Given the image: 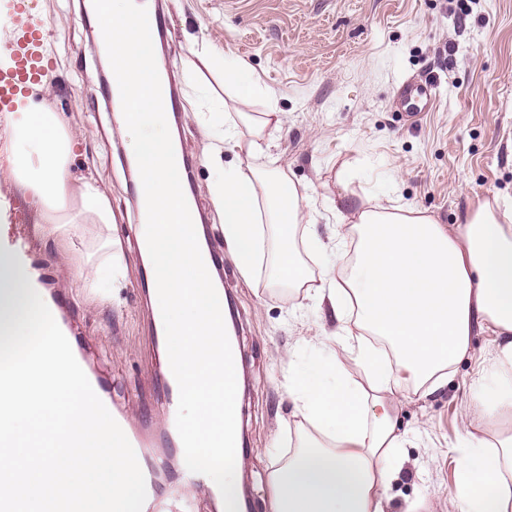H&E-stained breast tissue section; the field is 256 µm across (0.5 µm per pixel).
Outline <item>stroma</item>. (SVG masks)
Returning <instances> with one entry per match:
<instances>
[{"mask_svg": "<svg viewBox=\"0 0 512 512\" xmlns=\"http://www.w3.org/2000/svg\"><path fill=\"white\" fill-rule=\"evenodd\" d=\"M51 48L48 104L78 132L73 176L98 178L112 201L127 276L111 304L74 301L75 279L62 257L81 242L45 241L33 227L37 206L1 172L0 195L10 203L8 228L28 254L47 295L64 298L62 321L112 392L138 421L153 424L158 448V496L182 486L179 450L166 429L169 407L160 393L161 350L152 340L144 275L137 249L140 214L129 186L130 137L121 130L100 87L99 46L83 17L86 0H29ZM166 64L180 97L179 128L191 166L192 196L208 236L224 260V290L235 319L246 385L240 425L248 451L240 479L251 512H271L270 472L295 443L297 420L284 388L288 368L321 353L318 337L333 335L332 312L311 303L297 308L294 290L271 284L269 264L244 279L224 240L210 201L215 170L204 160L209 143L186 95V75L199 61L193 40L222 49L275 93L284 121L267 132L275 166L307 189L315 224L298 238L330 241L345 224L330 202L338 181L352 176L356 192L397 198L439 223H458L479 200L512 202V0H162ZM468 7L460 16V7ZM430 79L429 111L402 119L396 93L408 79ZM489 334L474 329L469 354L434 393L408 389L395 405L408 441L388 490L389 512H457L458 443L468 396Z\"/></svg>", "mask_w": 512, "mask_h": 512, "instance_id": "1", "label": "stroma"}]
</instances>
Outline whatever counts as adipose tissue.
Listing matches in <instances>:
<instances>
[{
	"label": "adipose tissue",
	"instance_id": "obj_1",
	"mask_svg": "<svg viewBox=\"0 0 512 512\" xmlns=\"http://www.w3.org/2000/svg\"><path fill=\"white\" fill-rule=\"evenodd\" d=\"M196 53L238 99L267 103L254 118L220 102L208 119L207 161L217 171L211 201L240 273L254 277L260 258L270 257L273 277L303 288V300L328 304L339 322L337 337L319 339L327 356L286 377L303 427L296 450L270 474L273 512H388L386 490L405 443L394 399L411 385L438 388L446 369L467 356L477 320L495 346L489 382L472 397L485 431L461 436L458 512H512V203L480 200L445 226L425 210L364 195L347 236L328 245L335 258L323 264L319 285L305 288L292 239L312 216L296 184L264 165L270 151L263 132L283 123L275 95L210 45H197ZM75 140L58 112L26 97L13 114L8 175L42 211L37 236L63 240L80 225H98L99 256L71 258L66 266L76 270L84 295L105 303L125 268L113 252L119 240L105 189L95 177L70 175ZM228 150L246 151L248 163L225 171ZM354 370L365 374V384L351 381ZM493 486L501 490L494 501Z\"/></svg>",
	"mask_w": 512,
	"mask_h": 512
}]
</instances>
